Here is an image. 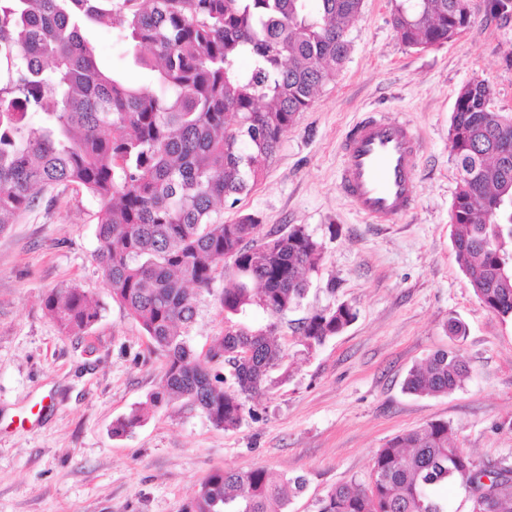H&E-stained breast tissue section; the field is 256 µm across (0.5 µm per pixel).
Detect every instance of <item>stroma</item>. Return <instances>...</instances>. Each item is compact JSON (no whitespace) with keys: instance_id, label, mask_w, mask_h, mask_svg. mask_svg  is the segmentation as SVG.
I'll use <instances>...</instances> for the list:
<instances>
[{"instance_id":"1","label":"stroma","mask_w":512,"mask_h":512,"mask_svg":"<svg viewBox=\"0 0 512 512\" xmlns=\"http://www.w3.org/2000/svg\"><path fill=\"white\" fill-rule=\"evenodd\" d=\"M487 4L472 0V24L453 42L409 48L391 0H363L344 67L282 134L252 191L221 210L228 223L255 215L266 233L306 225L323 247L302 306L278 322L288 379L271 373L237 429L174 398L113 436L116 419L157 390L166 359L103 286L98 206L84 190L56 188L0 232V512H187L210 474L254 468L304 478L288 512H314L332 486L368 483L388 440L431 420L448 422L478 461L512 455V431L499 427L512 418V321L474 294L451 240L457 93L485 81L492 108L512 114V12ZM372 112L408 121L423 145L417 202L392 224L360 215L339 183L343 137ZM66 285L100 307L77 336L61 334L43 304ZM223 289L216 276L197 298L196 351L224 331ZM340 303L355 320L307 350L298 322ZM452 318L466 328L468 380L440 396L406 392L412 368L455 344Z\"/></svg>"}]
</instances>
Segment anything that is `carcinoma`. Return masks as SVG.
I'll return each mask as SVG.
<instances>
[{
	"label": "carcinoma",
	"instance_id": "1",
	"mask_svg": "<svg viewBox=\"0 0 512 512\" xmlns=\"http://www.w3.org/2000/svg\"><path fill=\"white\" fill-rule=\"evenodd\" d=\"M362 0H0V232L55 186L76 185L98 204L104 287L167 363L153 405L175 394L215 426L237 428L245 401L263 392L286 353L278 319L304 299L322 244L304 225L261 234L258 219L226 224L263 176L281 135L333 80L350 52L347 25ZM472 21L469 0H395L393 27L407 47L454 40ZM140 69L100 62L94 25ZM512 115L490 106L483 80L458 91L449 130L460 170L452 244L475 295L512 319ZM224 273L227 326L204 355L188 332L197 295ZM58 329L79 335L100 315L77 286L48 293ZM259 309L253 328L235 317ZM356 318L347 304L306 317L313 349ZM230 367L233 387L219 371ZM469 377L460 349L439 350L411 370L405 389L436 396ZM143 421H116L123 435ZM430 421L372 458L370 483L331 487L316 512H448L438 489L464 488L469 512H512V464H481ZM304 479L271 481L261 468L210 475L191 512H287Z\"/></svg>",
	"mask_w": 512,
	"mask_h": 512
}]
</instances>
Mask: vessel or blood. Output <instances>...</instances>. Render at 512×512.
<instances>
[{
    "label": "vessel or blood",
    "mask_w": 512,
    "mask_h": 512,
    "mask_svg": "<svg viewBox=\"0 0 512 512\" xmlns=\"http://www.w3.org/2000/svg\"><path fill=\"white\" fill-rule=\"evenodd\" d=\"M420 148L406 121L372 113L356 122L344 140L339 179L358 212L389 224L412 208Z\"/></svg>",
    "instance_id": "obj_1"
}]
</instances>
